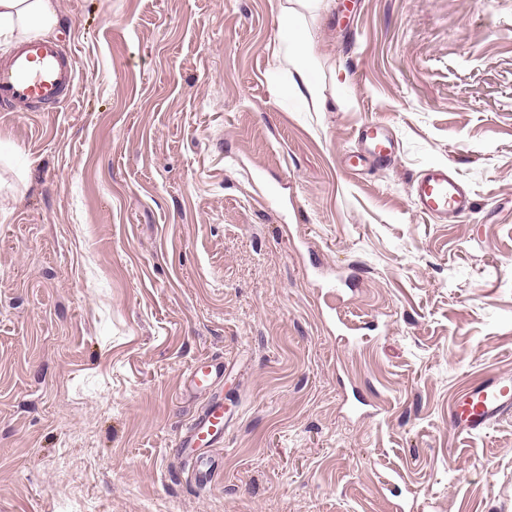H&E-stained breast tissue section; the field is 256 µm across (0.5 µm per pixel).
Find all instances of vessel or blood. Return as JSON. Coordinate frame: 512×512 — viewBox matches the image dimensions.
<instances>
[{"label": "vessel or blood", "instance_id": "vessel-or-blood-1", "mask_svg": "<svg viewBox=\"0 0 512 512\" xmlns=\"http://www.w3.org/2000/svg\"><path fill=\"white\" fill-rule=\"evenodd\" d=\"M76 80L71 51L53 40H33L19 45L0 59V110L50 112L68 101ZM357 150L345 155V166L355 172L367 166L391 163L396 141L386 125L372 122L356 134ZM418 210L435 219L452 222L470 212L474 202L456 175L443 165L428 167L413 184ZM224 379L222 361L208 358L187 370L189 389L207 394L208 401L180 436V453L192 455L212 447L224 437V399L218 388ZM512 411V376L496 375L470 384L449 409L457 429L479 433L504 413Z\"/></svg>", "mask_w": 512, "mask_h": 512}]
</instances>
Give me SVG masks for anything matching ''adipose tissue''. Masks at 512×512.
<instances>
[{"label":"adipose tissue","mask_w":512,"mask_h":512,"mask_svg":"<svg viewBox=\"0 0 512 512\" xmlns=\"http://www.w3.org/2000/svg\"><path fill=\"white\" fill-rule=\"evenodd\" d=\"M58 0H0V42L21 44L33 38H46L59 24ZM280 28L284 59L292 67L291 92L309 111L325 108L317 76L319 53L310 27L281 16Z\"/></svg>","instance_id":"ef3b65f1"}]
</instances>
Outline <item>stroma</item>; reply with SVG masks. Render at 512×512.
Segmentation results:
<instances>
[{
    "label": "stroma",
    "instance_id": "obj_1",
    "mask_svg": "<svg viewBox=\"0 0 512 512\" xmlns=\"http://www.w3.org/2000/svg\"><path fill=\"white\" fill-rule=\"evenodd\" d=\"M296 6L59 0L69 100L0 112V512H512V413L448 422L512 376V0H327L323 112L275 64ZM368 121L397 157L356 174ZM435 164L452 223L412 195ZM412 194L421 213L441 221H455L474 206L456 175L443 165L428 167L413 184ZM224 380V362L207 358L197 360L187 370L185 386L190 390L210 395L201 412L193 419L177 442L182 454L195 455L200 448H211L220 440H224V396L218 392ZM512 410V376L496 375L470 384L449 409V416L461 433L487 429Z\"/></svg>",
    "mask_w": 512,
    "mask_h": 512
}]
</instances>
